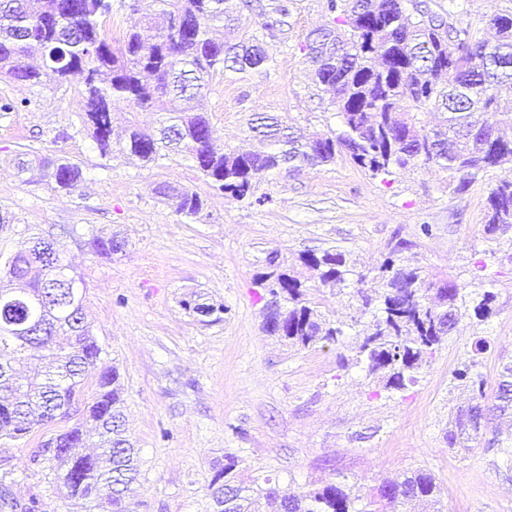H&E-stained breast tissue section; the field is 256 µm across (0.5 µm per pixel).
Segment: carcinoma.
I'll list each match as a JSON object with an SVG mask.
<instances>
[{
	"label": "carcinoma",
	"instance_id": "cac0c4a2",
	"mask_svg": "<svg viewBox=\"0 0 512 512\" xmlns=\"http://www.w3.org/2000/svg\"><path fill=\"white\" fill-rule=\"evenodd\" d=\"M163 5L165 23L151 42L142 40L138 25L131 26L118 47L106 37L103 19L112 13V0H0V74L30 86L40 84L42 72L27 63L32 48L42 52L43 67L58 85L82 76L84 117L76 133H87L101 155L112 154L114 105L124 103L135 112L162 115L158 126L144 128L133 121L120 152L151 162L163 149L182 154L194 163L216 190L239 201L253 195L252 178L259 170L284 165L332 163L339 155L374 176H390L420 163L449 173L455 191L468 190L479 176L501 170L504 175L490 189L485 205L484 232L488 240L512 231V129L497 116L506 105L493 92L512 81V14L489 20L495 43L459 28L442 15L415 2V15L406 13L404 0H373L363 11L357 0H327L333 26L309 50L313 64L327 56L330 63L315 70L318 82L334 91V105L342 131L307 140L275 117H259L251 127L262 147L226 152L216 147L206 113L193 104L206 87V77L222 68L240 73L267 70L270 58L258 44L242 53L212 35L225 25L224 0H152ZM198 16L210 23L193 34L176 33L171 20ZM446 113L444 124L428 130L418 114ZM19 172L38 170L56 188L71 191L82 180L79 167L46 155L19 159ZM159 194L175 211L190 219L204 209L194 191L163 185ZM89 251L110 257L124 250V239L101 230L89 238L70 231ZM408 246L395 245L378 267L385 282L372 312V332L358 344L368 371L380 378L385 390L402 392L417 381L448 330L445 320L465 315V301L455 285L438 280L418 260L402 255ZM60 250L41 232H32L29 246L10 256L0 267V279L23 280L24 294L0 285V441L26 438L37 426L67 418L84 405L97 427L100 449L84 452L91 435L78 426L47 442L44 459L56 463L58 476L71 498L94 502L107 512H126L119 490L135 479V448L121 424L122 387L115 368L102 367L92 401L84 402L85 377L98 366L102 347L85 324L80 282L60 262ZM322 286L346 282V257L336 250L307 252L298 257ZM260 279L279 292V308L266 316L267 335L302 348L335 345L343 329L324 319L319 302L301 280L275 260ZM495 295L485 291L472 307L485 321L493 313ZM44 326L36 336L15 331ZM43 351V366L33 380L19 385L16 366L31 353ZM476 360L455 373L468 384L473 404L451 421L452 447L480 434L473 410L512 412V364L503 366L494 403L487 405L485 380L473 373ZM238 461L225 458L215 471L209 490L229 488L231 494L214 499L215 512H258L260 498H272L270 480L257 488L237 481ZM443 490L435 477L414 470L396 481H384L366 496L352 494L343 482L311 486L281 500V512H414L422 503L441 501ZM367 500V508L355 502ZM0 512H44L33 495L21 502L0 491Z\"/></svg>",
	"mask_w": 512,
	"mask_h": 512
}]
</instances>
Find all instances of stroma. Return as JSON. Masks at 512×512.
I'll return each instance as SVG.
<instances>
[{
	"label": "stroma",
	"mask_w": 512,
	"mask_h": 512,
	"mask_svg": "<svg viewBox=\"0 0 512 512\" xmlns=\"http://www.w3.org/2000/svg\"><path fill=\"white\" fill-rule=\"evenodd\" d=\"M230 2L238 21L227 40L260 37L270 70L212 74L201 104L215 143L249 147L259 115L278 116L307 135L340 132L332 95L315 81L306 48L309 34L331 22L324 0H291L287 26L272 37L261 29L263 16L242 0ZM425 2L481 37L490 34V17L512 13V0ZM81 89L77 76L62 87L0 78V97L30 101L0 112V257L21 249L27 227L36 226L58 239L81 276L85 317L104 366L120 373L124 427L138 450L129 512H213L208 485L229 456L245 483L268 478L284 493L342 479L373 488L423 469L443 490V512H512V455L489 446L491 430L470 447L448 445V422L470 398L456 370L477 359L491 393L503 363L512 361V233L492 243L484 233V205L499 172L457 194L433 166L383 178L340 158L260 172L253 196L239 201L170 152L149 163L102 156L75 132ZM23 152L66 158L82 180L65 192L39 174L23 178L16 168ZM164 184L197 192L201 216L177 214L158 193ZM71 227L115 232L127 245L96 257L66 237ZM401 239L465 298L490 288L495 300L487 321L467 315L456 323L417 383L389 393L357 356L372 319L359 294H380L374 269ZM326 249L347 258L351 273L341 287L319 286L298 261ZM275 254L311 288L325 317L343 324L338 346L300 349L263 331L269 294L259 275ZM193 300L224 311L216 321L199 316L187 307ZM480 337L489 348L476 356ZM78 424L94 429L75 415L35 428L24 442L0 444V484L20 500L38 496L46 512H88L65 496L49 464H31L49 438Z\"/></svg>",
	"instance_id": "35a3bbf8"
}]
</instances>
